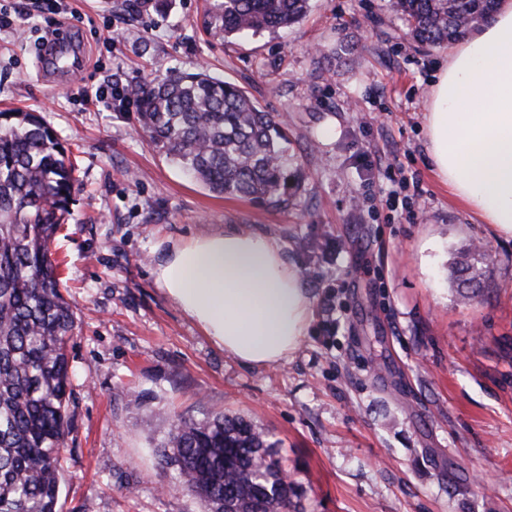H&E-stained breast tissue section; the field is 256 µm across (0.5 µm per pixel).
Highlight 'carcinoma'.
<instances>
[{
	"label": "carcinoma",
	"instance_id": "carcinoma-1",
	"mask_svg": "<svg viewBox=\"0 0 512 512\" xmlns=\"http://www.w3.org/2000/svg\"><path fill=\"white\" fill-rule=\"evenodd\" d=\"M202 26L222 41L299 23L309 0H207ZM492 0H388L419 42L459 40ZM155 147L211 192L276 206L286 202L285 120L202 63L161 83L128 88ZM74 167L35 112H0V512H59L61 453L71 398L68 345L78 327L51 260L70 215ZM476 246L457 263L459 295L475 298L484 277ZM273 443L224 411L179 418L156 444L179 486L203 512H297L294 482Z\"/></svg>",
	"mask_w": 512,
	"mask_h": 512
}]
</instances>
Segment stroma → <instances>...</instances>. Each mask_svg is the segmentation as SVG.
Returning <instances> with one entry per match:
<instances>
[{
	"label": "stroma",
	"mask_w": 512,
	"mask_h": 512,
	"mask_svg": "<svg viewBox=\"0 0 512 512\" xmlns=\"http://www.w3.org/2000/svg\"><path fill=\"white\" fill-rule=\"evenodd\" d=\"M383 4L310 0L291 28L222 42L204 0H0V111L40 113L77 168L52 245L78 322L61 512H202L154 447L223 410L267 433L300 512H512V239L435 177L423 123L447 50ZM60 25L82 68L45 67ZM204 61L287 120L288 204L210 192L137 113L83 103ZM227 224L275 238L314 299L289 360L241 365L155 284L161 240ZM475 244L489 274L466 303L448 273Z\"/></svg>",
	"instance_id": "1"
}]
</instances>
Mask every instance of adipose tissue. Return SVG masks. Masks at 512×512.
<instances>
[{"label":"adipose tissue","mask_w":512,"mask_h":512,"mask_svg":"<svg viewBox=\"0 0 512 512\" xmlns=\"http://www.w3.org/2000/svg\"><path fill=\"white\" fill-rule=\"evenodd\" d=\"M429 159L480 223L512 238V0L449 47L425 115ZM155 282L225 354L252 367L290 358L313 299L274 239L240 228L169 241Z\"/></svg>","instance_id":"adipose-tissue-1"}]
</instances>
